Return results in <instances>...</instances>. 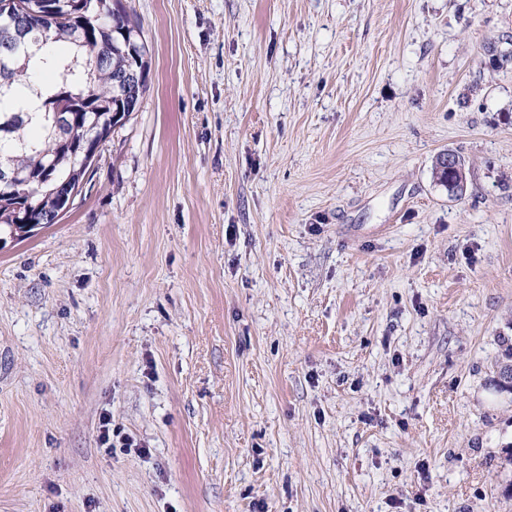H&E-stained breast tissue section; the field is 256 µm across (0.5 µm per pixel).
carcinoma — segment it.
I'll use <instances>...</instances> for the list:
<instances>
[{"label": "carcinoma", "instance_id": "cac0c4a2", "mask_svg": "<svg viewBox=\"0 0 512 512\" xmlns=\"http://www.w3.org/2000/svg\"><path fill=\"white\" fill-rule=\"evenodd\" d=\"M0 0V11L29 7L25 39L37 45L28 54L14 48V29L0 21V55L10 60L0 70V156L29 181L0 195V233L24 218L52 224L67 208L66 187H80L88 170L79 167L86 142L99 137L111 114L117 125L138 111L147 83L128 90V73L147 67L148 48L140 26L113 0ZM51 70L49 87L37 85L38 71ZM65 103L69 131L54 126V112Z\"/></svg>", "mask_w": 512, "mask_h": 512}]
</instances>
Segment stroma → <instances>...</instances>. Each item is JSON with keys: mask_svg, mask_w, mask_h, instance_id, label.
Listing matches in <instances>:
<instances>
[{"mask_svg": "<svg viewBox=\"0 0 512 512\" xmlns=\"http://www.w3.org/2000/svg\"><path fill=\"white\" fill-rule=\"evenodd\" d=\"M122 5L138 111L0 245V512H512V0ZM436 164L437 183L447 188L451 197H462L467 188V175L462 160L456 154L446 152L438 156Z\"/></svg>", "mask_w": 512, "mask_h": 512, "instance_id": "35a3bbf8", "label": "stroma"}]
</instances>
